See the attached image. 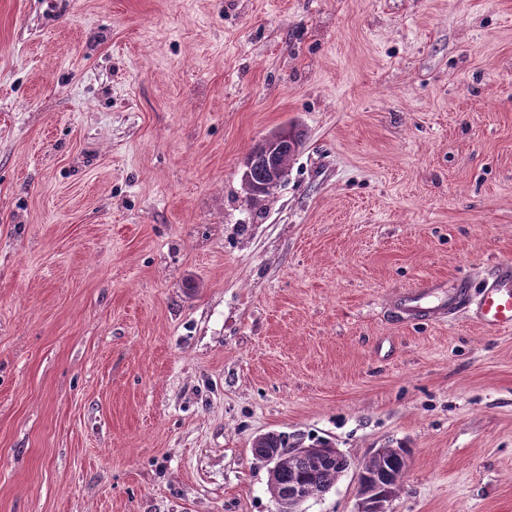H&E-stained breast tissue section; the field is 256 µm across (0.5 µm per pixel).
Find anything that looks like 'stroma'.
<instances>
[{
	"label": "stroma",
	"mask_w": 512,
	"mask_h": 512,
	"mask_svg": "<svg viewBox=\"0 0 512 512\" xmlns=\"http://www.w3.org/2000/svg\"><path fill=\"white\" fill-rule=\"evenodd\" d=\"M303 145L261 206L270 131ZM512 259V0H0V512H512V331L408 320ZM291 436L286 433L269 432L255 438L252 448L256 459L262 461L268 458H276V466L269 471L268 490L275 502V512H300L299 507L305 501L304 496H320L328 492L336 483L337 478L348 469L350 463L342 456L336 460H323L309 454H292L286 448H293L296 452H307L334 457L325 448L319 447L328 444L318 441L311 444V448H295L300 444L299 438L290 442ZM295 487H300L288 496V492ZM304 495V496H303ZM288 498L284 501V499ZM403 448H381L366 463L365 469L378 480L387 484L392 495L398 491L406 465L400 451ZM363 469L357 474L358 499L355 512H393V496L388 494Z\"/></svg>",
	"instance_id": "stroma-1"
}]
</instances>
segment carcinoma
<instances>
[{
	"label": "carcinoma",
	"instance_id": "cac0c4a2",
	"mask_svg": "<svg viewBox=\"0 0 512 512\" xmlns=\"http://www.w3.org/2000/svg\"><path fill=\"white\" fill-rule=\"evenodd\" d=\"M302 145L301 134L289 129L288 138L281 144V158L289 163ZM264 169L256 166L252 179L245 182L249 200L259 204L267 195L255 192V185L262 182ZM300 443V439L290 440L286 433L269 432L255 438L252 448L256 459H276V466L269 472L268 490L276 500L288 498V492L301 488L307 497L320 496L328 492L337 478L349 467V461L342 457L336 460H323L306 454H292L288 449ZM365 469L378 480L387 484L391 493H396L405 474L406 465L402 461L400 449L381 448L366 463Z\"/></svg>",
	"mask_w": 512,
	"mask_h": 512
}]
</instances>
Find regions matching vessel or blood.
Returning a JSON list of instances; mask_svg holds the SVG:
<instances>
[{
    "mask_svg": "<svg viewBox=\"0 0 512 512\" xmlns=\"http://www.w3.org/2000/svg\"><path fill=\"white\" fill-rule=\"evenodd\" d=\"M449 306L466 305L472 317L491 331L512 330V261L499 265L477 297H469L465 288H456L448 298Z\"/></svg>",
    "mask_w": 512,
    "mask_h": 512,
    "instance_id": "obj_1",
    "label": "vessel or blood"
}]
</instances>
